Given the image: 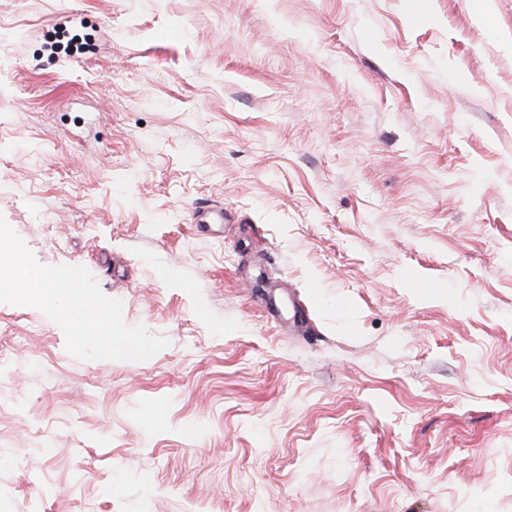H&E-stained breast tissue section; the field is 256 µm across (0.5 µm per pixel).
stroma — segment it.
Returning <instances> with one entry per match:
<instances>
[{
  "mask_svg": "<svg viewBox=\"0 0 512 512\" xmlns=\"http://www.w3.org/2000/svg\"><path fill=\"white\" fill-rule=\"evenodd\" d=\"M1 227L0 512H512V0H0ZM19 270L18 279L10 283L17 297L25 302H37L55 308L66 307L72 310L77 305V297L72 288H67V280L55 270L32 272L26 269L11 247L0 244V267Z\"/></svg>",
  "mask_w": 512,
  "mask_h": 512,
  "instance_id": "1",
  "label": "stroma"
}]
</instances>
